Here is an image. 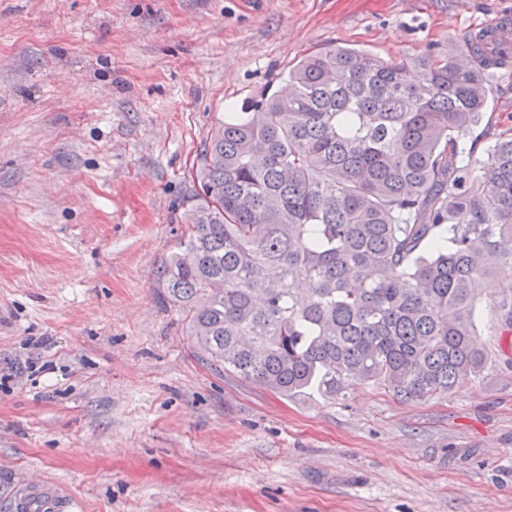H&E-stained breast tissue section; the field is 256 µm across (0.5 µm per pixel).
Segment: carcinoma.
Instances as JSON below:
<instances>
[{"instance_id": "1", "label": "carcinoma", "mask_w": 512, "mask_h": 512, "mask_svg": "<svg viewBox=\"0 0 512 512\" xmlns=\"http://www.w3.org/2000/svg\"><path fill=\"white\" fill-rule=\"evenodd\" d=\"M508 60L472 36L414 63L334 47L214 124L158 272L206 363L289 399L421 400L483 373L493 271L512 329V126L480 158L460 142Z\"/></svg>"}]
</instances>
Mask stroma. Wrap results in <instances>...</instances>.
<instances>
[{
    "label": "stroma",
    "instance_id": "1",
    "mask_svg": "<svg viewBox=\"0 0 512 512\" xmlns=\"http://www.w3.org/2000/svg\"><path fill=\"white\" fill-rule=\"evenodd\" d=\"M512 0H0V512H512V330L405 401L287 399L214 369L158 284L212 125L342 46L439 58ZM469 137L512 126V68ZM58 495L46 482H27L17 491L16 512H56L60 510Z\"/></svg>",
    "mask_w": 512,
    "mask_h": 512
}]
</instances>
